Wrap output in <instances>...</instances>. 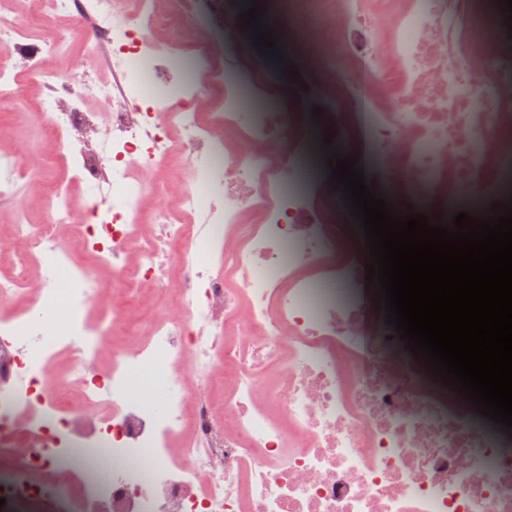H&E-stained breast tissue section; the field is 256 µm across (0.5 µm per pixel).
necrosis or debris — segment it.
I'll use <instances>...</instances> for the list:
<instances>
[{
    "label": "necrosis or debris",
    "instance_id": "obj_1",
    "mask_svg": "<svg viewBox=\"0 0 512 512\" xmlns=\"http://www.w3.org/2000/svg\"><path fill=\"white\" fill-rule=\"evenodd\" d=\"M37 3L57 29L27 64L48 91L53 159L107 186L113 208L62 239L73 208L55 183L48 223L0 230V512H512V433L449 412L429 370L392 375L383 306L344 276L368 264L364 237L327 243L313 213L293 146L336 125L281 121L313 91L307 68L271 104L195 27L210 0H175L176 23L136 0L122 27L120 0ZM318 4L268 0L265 18L318 22L322 63L352 91L351 135L394 174L389 202L407 210L424 186L511 199L512 42L477 39L480 0ZM75 35L83 53L59 74L51 61ZM23 38L0 12V95ZM115 55L126 67L112 80L87 76ZM89 97L108 120H89ZM182 153L195 181L174 206L161 172ZM98 267L174 289L149 337H112L123 315Z\"/></svg>",
    "mask_w": 512,
    "mask_h": 512
}]
</instances>
